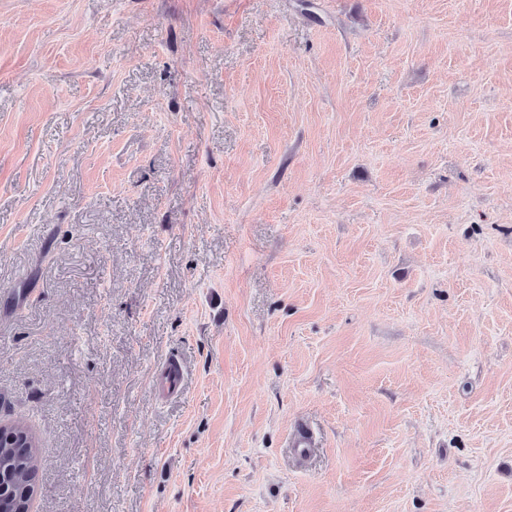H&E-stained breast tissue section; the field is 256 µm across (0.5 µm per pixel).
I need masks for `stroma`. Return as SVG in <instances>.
<instances>
[{
	"mask_svg": "<svg viewBox=\"0 0 512 512\" xmlns=\"http://www.w3.org/2000/svg\"><path fill=\"white\" fill-rule=\"evenodd\" d=\"M14 414L32 512H512V0H0Z\"/></svg>",
	"mask_w": 512,
	"mask_h": 512,
	"instance_id": "obj_1",
	"label": "stroma"
}]
</instances>
